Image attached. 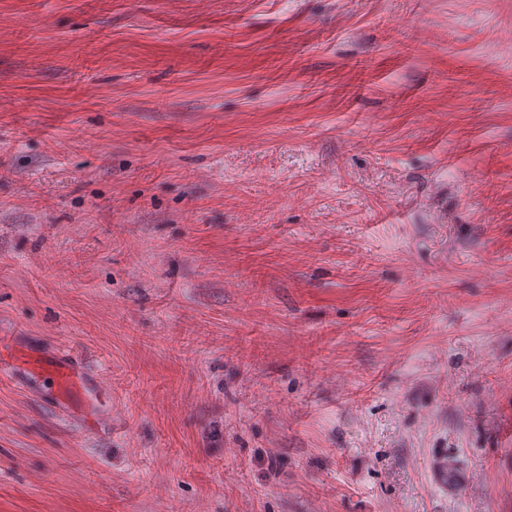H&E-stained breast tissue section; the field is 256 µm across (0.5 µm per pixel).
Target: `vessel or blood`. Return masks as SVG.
<instances>
[{
  "mask_svg": "<svg viewBox=\"0 0 512 512\" xmlns=\"http://www.w3.org/2000/svg\"><path fill=\"white\" fill-rule=\"evenodd\" d=\"M30 394L57 413L99 402L107 389L102 379L86 380L81 366L70 356H35L26 363ZM431 480L444 491L459 492L467 483L466 471L448 455L435 457Z\"/></svg>",
  "mask_w": 512,
  "mask_h": 512,
  "instance_id": "1",
  "label": "vessel or blood"
}]
</instances>
